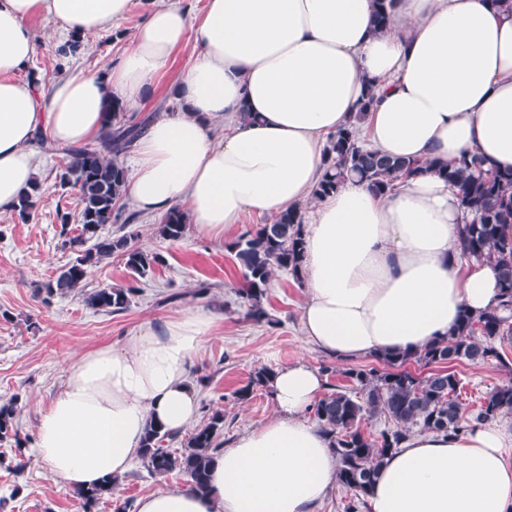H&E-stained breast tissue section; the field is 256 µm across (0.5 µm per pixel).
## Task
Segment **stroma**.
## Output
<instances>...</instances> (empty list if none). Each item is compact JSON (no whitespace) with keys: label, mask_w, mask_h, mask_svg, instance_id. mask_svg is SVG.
Returning a JSON list of instances; mask_svg holds the SVG:
<instances>
[{"label":"stroma","mask_w":512,"mask_h":512,"mask_svg":"<svg viewBox=\"0 0 512 512\" xmlns=\"http://www.w3.org/2000/svg\"><path fill=\"white\" fill-rule=\"evenodd\" d=\"M144 12V0H135L122 25L121 34L100 32L81 39L74 56L60 59L62 38L46 22L33 25L38 54L35 68L45 83L60 73L93 72L118 61ZM189 52L177 54L156 79L152 97L137 108V116L172 111L176 102L171 85L185 69ZM63 153H40L38 180L41 196L29 221L16 214L0 215V403L19 397L18 424L23 436L34 439L40 414L65 384L67 370L84 353L103 345H126L149 321L179 316L199 307L219 314L220 321L194 359L191 381L199 410L194 425L206 423L212 410L224 412V441L257 427L275 415L268 390L255 391L239 401L236 390L247 384L254 368H280L299 361L315 367L329 366L327 385L346 386L341 371L345 364L308 344L301 330V305L306 289L285 271L276 272L269 290L267 310L271 323H258L246 316L238 294L242 284L239 263L228 248L244 232L262 224L260 216L245 215L226 239L215 241L187 231L183 240L169 243L155 233L159 216L139 214L134 224L136 243L162 254L164 265L141 282L130 307L121 313L87 309L80 294L42 302L38 286L69 260L61 248L58 213L77 215L74 191L55 185ZM208 283L199 294L200 283ZM503 361L485 364L456 362L454 371L462 380L460 399L468 412H475L487 391L512 378V340L499 343ZM181 475L149 477L141 464H134L114 490L112 501L99 504L95 512H113L115 503L137 500L156 491L183 485ZM0 512H82L72 488L49 473L36 458H29L24 477L15 478L0 465Z\"/></svg>","instance_id":"1"}]
</instances>
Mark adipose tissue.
<instances>
[{
	"label": "adipose tissue",
	"mask_w": 512,
	"mask_h": 512,
	"mask_svg": "<svg viewBox=\"0 0 512 512\" xmlns=\"http://www.w3.org/2000/svg\"><path fill=\"white\" fill-rule=\"evenodd\" d=\"M132 0H0V215L37 176V132L61 146L98 134L112 101L134 108L181 51L178 111L137 137L124 193L145 214L185 208L201 237L223 238L254 213L306 208L301 306L305 339L343 361L404 353L447 336L461 312L499 303L494 263L466 256L455 189L423 173L379 195L350 181L312 201L327 136L348 126L367 90V146L393 158L454 162L478 152L512 170V13L494 0H397L386 31L374 0H147L118 66L43 87L27 75L31 24L68 35L118 31ZM252 113L241 122V112ZM218 324L197 308L140 328L70 365L38 420L33 451L79 489L124 475L149 423L182 430L196 416L195 353ZM276 413L218 453L210 491L179 486L137 512H317L336 482L329 438L309 418L326 390L315 367L276 370ZM366 512H512V433L480 425L412 430L388 456Z\"/></svg>",
	"instance_id": "1"
}]
</instances>
